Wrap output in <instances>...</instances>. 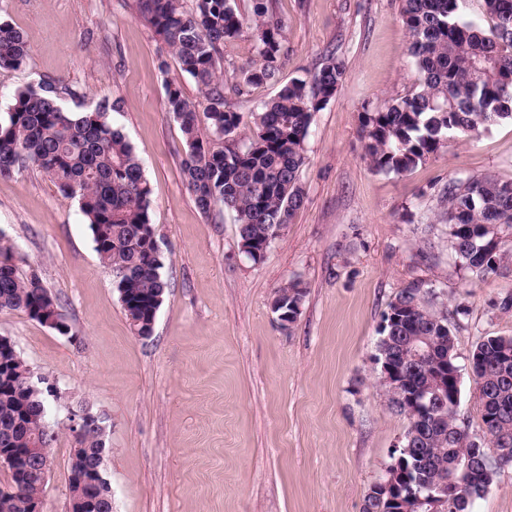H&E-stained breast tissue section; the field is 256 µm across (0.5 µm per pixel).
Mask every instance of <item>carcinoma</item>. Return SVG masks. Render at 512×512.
Here are the masks:
<instances>
[{
  "label": "carcinoma",
  "instance_id": "1",
  "mask_svg": "<svg viewBox=\"0 0 512 512\" xmlns=\"http://www.w3.org/2000/svg\"><path fill=\"white\" fill-rule=\"evenodd\" d=\"M243 14L236 0H137L136 9L172 48L182 70L201 92L192 101L180 86L165 89L164 107L180 124L185 145L182 173L199 210L207 217L235 215L238 247L259 262L304 202L298 182L312 117L336 95L346 73L345 58L331 50L311 77L280 83L288 54L287 24L274 0H249ZM466 0H401L399 21L418 73V89L381 108L363 109L365 157L379 173L404 175L448 147L455 137L512 121V0H482L492 26L465 21ZM251 30L257 59L225 78L219 64L224 41ZM30 47L24 33L0 22V68L24 65ZM273 84V98L255 111L231 107L253 86ZM77 92L53 80L17 90L0 116V176L34 167L66 198L78 200L101 264L112 272L122 309L136 336H150L166 293L164 255H155L150 222L151 189L140 160L112 113L121 103L104 99L94 109L65 110L62 94ZM438 223L448 226V247L471 279H482L512 260V180L494 175L448 180L438 193ZM15 245L0 233V313L19 311L37 322L64 319L57 297L34 268L24 272ZM306 291L287 282L275 294L277 313L293 324ZM423 282L401 288L382 315L374 362L392 366L398 385L386 389L388 407L408 421L389 468L396 494L371 490L361 512H425L418 498L439 495L444 512H471L492 485L497 466L512 464V336H489L469 361L485 427L472 440L452 405L460 381L436 394L438 373L453 374L455 337L446 310ZM31 366L0 346V456L22 448L50 455L59 423L48 388H32ZM47 413L49 427L31 426L23 411ZM106 452L94 430L72 450L70 498H88L86 512H112L111 485H96L93 468ZM45 480L37 469H17L0 487V512H27L43 501Z\"/></svg>",
  "mask_w": 512,
  "mask_h": 512
}]
</instances>
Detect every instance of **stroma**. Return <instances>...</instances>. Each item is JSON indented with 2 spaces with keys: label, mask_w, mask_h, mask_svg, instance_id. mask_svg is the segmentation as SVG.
Wrapping results in <instances>:
<instances>
[{
  "label": "stroma",
  "mask_w": 512,
  "mask_h": 512,
  "mask_svg": "<svg viewBox=\"0 0 512 512\" xmlns=\"http://www.w3.org/2000/svg\"><path fill=\"white\" fill-rule=\"evenodd\" d=\"M287 22L281 81L311 75L326 49L347 71L315 113L299 172L303 206L261 262L238 249L232 214L211 220L181 173L180 126L165 86L198 88L138 16L135 0H0V19L30 46L0 70V115L18 88L57 80L81 91L68 110L118 99L115 126L151 188L150 220L168 287L154 334L135 336L112 273L100 263L77 200L34 169L0 176V232L57 296L72 337L21 312L0 313L7 337L64 398L111 418L104 472L112 512H361L407 422L387 406L373 362L382 313L421 280L451 309L459 415L483 424L469 356L489 336H512V266L477 281L429 225L436 182L494 174L512 180V122L458 139L403 176L374 172L360 139L363 105L408 94L417 71L399 0H276ZM297 278L301 312L281 326L275 291ZM74 442L59 429L44 512H69Z\"/></svg>",
  "instance_id": "1"
}]
</instances>
